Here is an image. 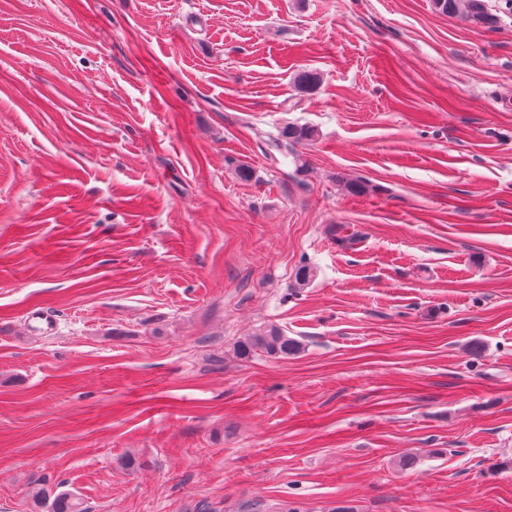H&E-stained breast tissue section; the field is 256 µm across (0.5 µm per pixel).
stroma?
<instances>
[{
    "instance_id": "stroma-1",
    "label": "stroma",
    "mask_w": 512,
    "mask_h": 512,
    "mask_svg": "<svg viewBox=\"0 0 512 512\" xmlns=\"http://www.w3.org/2000/svg\"><path fill=\"white\" fill-rule=\"evenodd\" d=\"M487 3L0 0V512H512ZM433 9L448 17L464 15L471 22L486 28H494L497 16L490 12L485 0H432ZM317 130L309 125L288 124L279 130V138L288 143L300 144L315 140ZM302 344L278 327L270 325L257 329L251 336L240 340L234 346L235 357L248 360L258 352L278 357H289L300 352Z\"/></svg>"
}]
</instances>
